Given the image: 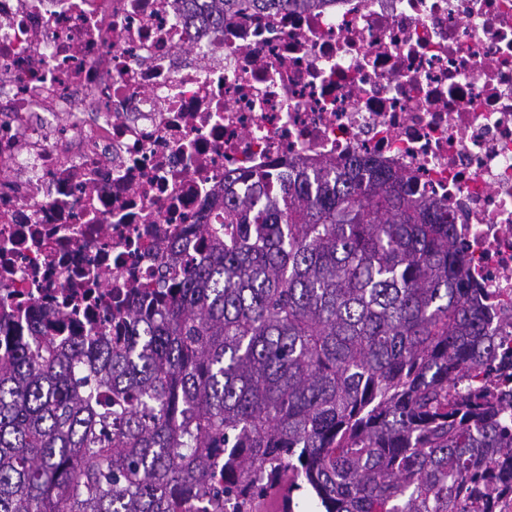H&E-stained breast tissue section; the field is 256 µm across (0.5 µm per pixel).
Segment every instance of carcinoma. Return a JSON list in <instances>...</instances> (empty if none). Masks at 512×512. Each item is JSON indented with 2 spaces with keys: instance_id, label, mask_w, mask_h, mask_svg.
<instances>
[{
  "instance_id": "obj_1",
  "label": "carcinoma",
  "mask_w": 512,
  "mask_h": 512,
  "mask_svg": "<svg viewBox=\"0 0 512 512\" xmlns=\"http://www.w3.org/2000/svg\"><path fill=\"white\" fill-rule=\"evenodd\" d=\"M233 8L311 0H203ZM275 180L277 193L267 197ZM121 335L0 354V512H497L512 373L448 205L356 160L260 174Z\"/></svg>"
}]
</instances>
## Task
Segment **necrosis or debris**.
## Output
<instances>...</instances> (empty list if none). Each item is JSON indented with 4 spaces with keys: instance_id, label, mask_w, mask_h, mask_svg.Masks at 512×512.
<instances>
[{
    "instance_id": "1",
    "label": "necrosis or debris",
    "mask_w": 512,
    "mask_h": 512,
    "mask_svg": "<svg viewBox=\"0 0 512 512\" xmlns=\"http://www.w3.org/2000/svg\"><path fill=\"white\" fill-rule=\"evenodd\" d=\"M359 158L446 203L512 310V0H0V336H85L254 173ZM188 2V9L195 14L193 3L205 2L206 14L209 22L217 25L224 22V12L233 8L259 7L269 10H294L305 7L312 0H183Z\"/></svg>"
}]
</instances>
